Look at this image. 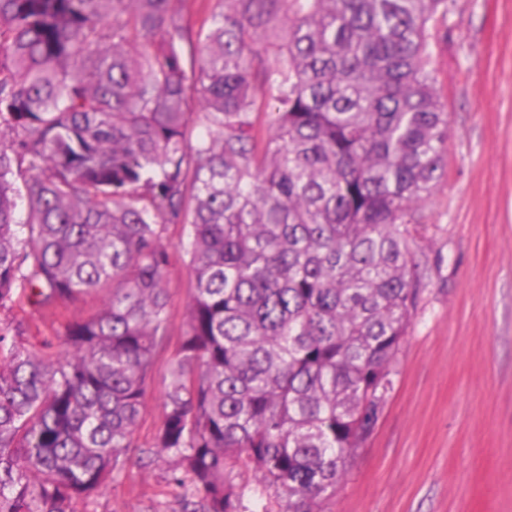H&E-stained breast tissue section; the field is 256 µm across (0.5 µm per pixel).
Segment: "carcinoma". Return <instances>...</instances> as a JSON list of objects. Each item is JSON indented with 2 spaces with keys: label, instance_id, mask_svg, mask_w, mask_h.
I'll return each instance as SVG.
<instances>
[{
  "label": "carcinoma",
  "instance_id": "1",
  "mask_svg": "<svg viewBox=\"0 0 512 512\" xmlns=\"http://www.w3.org/2000/svg\"><path fill=\"white\" fill-rule=\"evenodd\" d=\"M451 7L0 0V311L101 301L57 352L0 321V512H78L142 447L170 224L193 288L154 460L192 512L335 494L420 292L409 224L445 170Z\"/></svg>",
  "mask_w": 512,
  "mask_h": 512
}]
</instances>
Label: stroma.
Wrapping results in <instances>:
<instances>
[{"instance_id":"stroma-1","label":"stroma","mask_w":512,"mask_h":512,"mask_svg":"<svg viewBox=\"0 0 512 512\" xmlns=\"http://www.w3.org/2000/svg\"><path fill=\"white\" fill-rule=\"evenodd\" d=\"M433 45L447 94L446 172L417 209L421 293L377 426L320 512H512V0H454ZM182 225L166 242L170 330L138 430L150 443L184 330L191 280ZM98 305L26 308V347L56 342ZM166 465L137 460L87 512H181Z\"/></svg>"}]
</instances>
